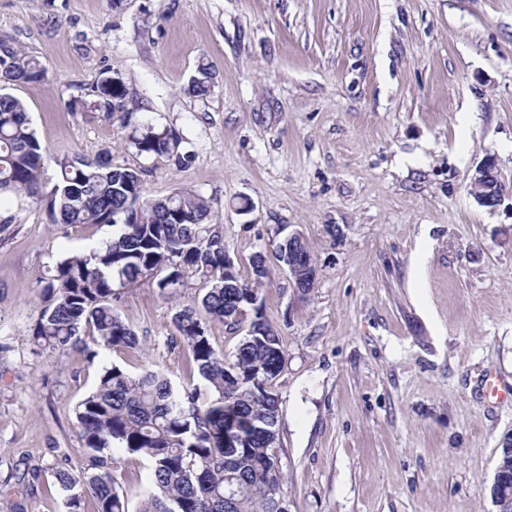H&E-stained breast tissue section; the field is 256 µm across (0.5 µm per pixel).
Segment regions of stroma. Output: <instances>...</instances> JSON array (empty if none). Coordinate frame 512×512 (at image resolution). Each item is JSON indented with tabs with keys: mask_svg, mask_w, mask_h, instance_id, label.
I'll return each instance as SVG.
<instances>
[{
	"mask_svg": "<svg viewBox=\"0 0 512 512\" xmlns=\"http://www.w3.org/2000/svg\"><path fill=\"white\" fill-rule=\"evenodd\" d=\"M1 38L45 71L7 88L52 159L43 192L55 159L106 151L142 170L145 198H207L241 272L268 256L288 512H495L512 395L483 382L512 383V204L480 207L466 175L495 155L512 194V0H0ZM202 61L217 77L194 97ZM108 76L129 90L127 121L87 106ZM146 122L175 129L188 161L138 154ZM0 213L15 217L0 234V486L16 489L0 512H65L52 471L85 465L74 406L102 367L198 384L170 338L201 284L173 300L147 280L121 289L136 347L34 354L40 279L113 228L52 223L15 194ZM292 231L317 267L306 294L273 257ZM112 469L138 505L146 461L118 451Z\"/></svg>",
	"mask_w": 512,
	"mask_h": 512,
	"instance_id": "stroma-1",
	"label": "stroma"
}]
</instances>
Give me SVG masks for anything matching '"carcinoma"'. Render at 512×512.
Listing matches in <instances>:
<instances>
[{
	"instance_id": "1",
	"label": "carcinoma",
	"mask_w": 512,
	"mask_h": 512,
	"mask_svg": "<svg viewBox=\"0 0 512 512\" xmlns=\"http://www.w3.org/2000/svg\"><path fill=\"white\" fill-rule=\"evenodd\" d=\"M44 69L12 42L0 40V85L36 82ZM215 73L201 61L188 91L204 96ZM92 108L126 119L129 92L106 77L91 87ZM137 152L184 159L182 137L153 124L130 135ZM46 155L30 126L24 104L0 93V195L23 194L40 201ZM57 179L49 199L55 224H110L112 240L82 252H67L40 280L43 305L27 329L40 353L82 347L89 361L98 349L133 347L136 332L116 312L117 289L151 280L165 297L195 277L201 296L175 308L171 342L188 349L205 388H173L151 366L133 373L113 364L102 368L96 387L75 406L79 439L89 455L78 472L53 469L68 512H129L112 474L116 450L141 455L151 468V488L138 512H279L267 491L280 487L282 474L274 381L286 358L281 335H263L273 326L242 296H258L259 283L239 270L224 276L223 235L210 224V202L185 190L143 198L142 171L112 165L109 154L93 159L56 160ZM254 312L249 329L224 359L210 341L207 321L226 322L232 314ZM237 443L224 447V436Z\"/></svg>"
}]
</instances>
